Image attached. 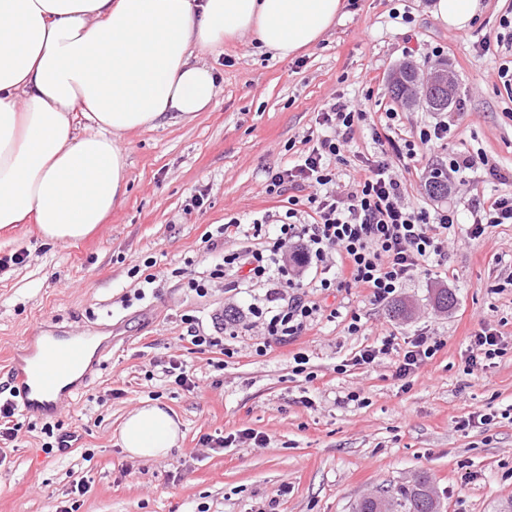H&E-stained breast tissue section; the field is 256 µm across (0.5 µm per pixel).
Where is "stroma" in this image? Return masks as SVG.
<instances>
[{"label": "stroma", "mask_w": 512, "mask_h": 512, "mask_svg": "<svg viewBox=\"0 0 512 512\" xmlns=\"http://www.w3.org/2000/svg\"><path fill=\"white\" fill-rule=\"evenodd\" d=\"M433 0H348L346 15L301 55L278 59L245 36L208 52L220 92L192 122L168 121L126 134L128 192L105 224L77 242L43 240L35 225L0 232V258L25 260L0 269V398L11 395L15 357L36 326L62 335H104L87 378L63 396L55 419L78 431L70 453L49 457L45 418L18 413V438L0 448V512H56L76 482L89 491L77 512H354L367 494L397 490L418 474L433 481L442 512H502L512 501V224H491L475 240L449 237L441 266H422L395 296L411 313L392 317L391 304L371 302L360 288H316L306 271L307 300L322 308L317 323L288 343L256 355L250 336H225L223 347L192 349L188 327L214 333L227 313L249 320L266 289L228 273L206 295L188 286L221 261L205 243L230 219L242 231L226 250L262 247L251 231L265 215L280 219L297 199V223L308 220L309 188L267 194L270 172L312 149L325 129L318 113L343 97L362 109L352 149L337 159L336 182L349 190L362 175L361 157L376 158L372 126L416 140L421 127L447 122L450 134L418 148L415 169L402 173L403 199L431 212L454 208L467 221L475 204L512 193V89L498 77L512 60V38L501 36L512 0H483L463 31L439 25ZM420 73L447 65L456 102L445 112L406 106L390 91L400 64ZM395 120H387L388 112ZM471 156V169L448 177V195L426 191L431 170ZM497 168L501 179L488 175ZM202 208L189 209L198 191ZM155 288L123 307L142 276ZM455 297L446 311L434 296ZM359 315L361 329L346 324ZM489 326L505 355L468 371L470 337ZM441 349L406 381L394 377L395 355L346 372L336 367L387 335L405 345L419 333ZM308 356L313 381L293 372ZM185 361L195 390L157 376L155 362ZM147 402L168 406L181 425L178 448L162 459L129 457L117 443L126 415ZM487 424L464 428L473 414ZM265 435L267 448L239 442L240 431ZM230 436L209 448L202 436Z\"/></svg>", "instance_id": "1"}]
</instances>
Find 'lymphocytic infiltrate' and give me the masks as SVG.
I'll return each mask as SVG.
<instances>
[{"instance_id": "1", "label": "lymphocytic infiltrate", "mask_w": 512, "mask_h": 512, "mask_svg": "<svg viewBox=\"0 0 512 512\" xmlns=\"http://www.w3.org/2000/svg\"><path fill=\"white\" fill-rule=\"evenodd\" d=\"M320 117L326 135L298 164L272 173L266 185L270 194L298 182L314 187L308 198V223H293V211H286L285 223L277 225L264 246L244 253L225 252L212 272L221 278L240 271L251 285L266 287V306L250 310L252 325L261 335L254 344L259 356L266 354L270 341L288 342L320 317L319 306L300 294V269H315L319 288L355 286L366 289L372 302L383 303L422 265L443 263L448 237L459 222L454 211L432 214L405 205L402 183L392 175L394 168L416 163L417 145L447 139V123L421 128L418 141L390 142L380 159L363 162L362 179L342 197L336 191L332 162L348 150L353 128L366 114L337 99L321 109ZM440 347L434 337L420 333L399 350L393 337L386 336L380 345L360 350L351 363L369 365L379 355L396 353L394 376L402 381Z\"/></svg>"}]
</instances>
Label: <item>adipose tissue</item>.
<instances>
[{
    "mask_svg": "<svg viewBox=\"0 0 512 512\" xmlns=\"http://www.w3.org/2000/svg\"><path fill=\"white\" fill-rule=\"evenodd\" d=\"M346 0H0V230L77 241L127 194L123 135L189 122L217 94L202 56L249 35L284 59L315 45ZM164 406L129 412L118 443L166 457Z\"/></svg>",
    "mask_w": 512,
    "mask_h": 512,
    "instance_id": "1",
    "label": "adipose tissue"
}]
</instances>
